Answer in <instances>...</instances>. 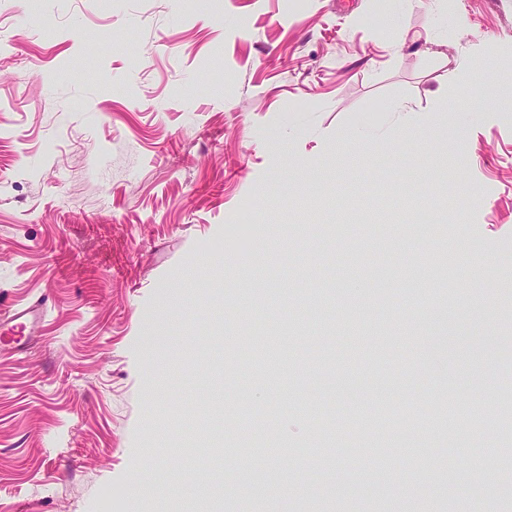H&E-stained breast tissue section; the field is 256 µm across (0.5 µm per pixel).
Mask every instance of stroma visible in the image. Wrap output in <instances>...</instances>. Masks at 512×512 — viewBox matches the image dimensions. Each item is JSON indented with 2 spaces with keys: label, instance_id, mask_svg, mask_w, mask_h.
Returning <instances> with one entry per match:
<instances>
[{
  "label": "stroma",
  "instance_id": "35a3bbf8",
  "mask_svg": "<svg viewBox=\"0 0 512 512\" xmlns=\"http://www.w3.org/2000/svg\"><path fill=\"white\" fill-rule=\"evenodd\" d=\"M1 290L0 512H512V0H0ZM46 316L45 302L37 300L25 306L8 305L4 296L0 300V328L1 338L8 333L23 335L28 325L33 326L43 321Z\"/></svg>",
  "mask_w": 512,
  "mask_h": 512
}]
</instances>
